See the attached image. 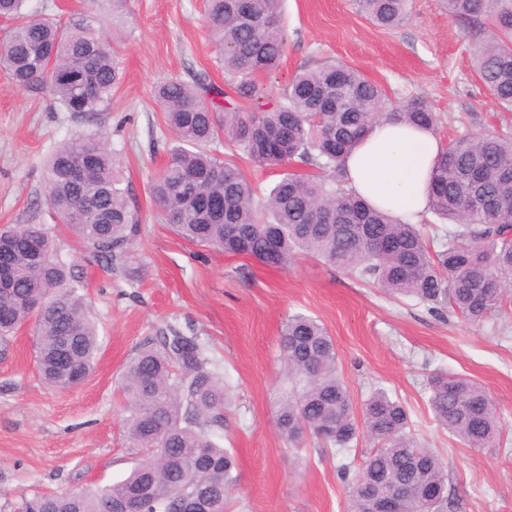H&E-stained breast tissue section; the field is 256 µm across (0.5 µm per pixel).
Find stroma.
I'll use <instances>...</instances> for the list:
<instances>
[{"mask_svg": "<svg viewBox=\"0 0 512 512\" xmlns=\"http://www.w3.org/2000/svg\"><path fill=\"white\" fill-rule=\"evenodd\" d=\"M287 50L262 79L268 102L283 97L304 67L334 59L380 85L392 105L422 100L441 117V142L482 133L512 135V112L482 86L471 59L479 33L450 18L441 0H411L396 28L373 25L353 0H282ZM31 11L67 19L92 12L123 32L124 78L102 125L117 151L141 232L132 273L82 255L53 222L44 165L83 124L55 103L50 87L21 88L0 70V228L42 224L87 292L101 349L76 388L45 387L30 331L0 354V512L47 491L104 486L134 466L118 391L126 362L167 325L193 330L231 388L216 436L237 462L226 512H348L340 455L314 442L289 448L274 407L286 385L279 336L289 316L321 321L332 336L355 406L378 387L409 409L420 433L449 465L451 512H512V302L494 319L469 325L453 315L390 296L347 271L312 258L288 269L197 247L164 224L149 184L164 167L173 135L155 99L158 82L205 78L223 87L218 51L206 28L205 0H28ZM465 374L493 397L504 447L475 451L437 426L425 384L436 372Z\"/></svg>", "mask_w": 512, "mask_h": 512, "instance_id": "obj_1", "label": "stroma"}]
</instances>
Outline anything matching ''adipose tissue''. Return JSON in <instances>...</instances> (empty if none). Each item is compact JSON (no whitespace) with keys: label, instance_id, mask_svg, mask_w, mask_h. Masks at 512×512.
<instances>
[{"label":"adipose tissue","instance_id":"obj_1","mask_svg":"<svg viewBox=\"0 0 512 512\" xmlns=\"http://www.w3.org/2000/svg\"><path fill=\"white\" fill-rule=\"evenodd\" d=\"M441 147L432 131L400 121L381 123L344 157L347 185L393 218L418 223L429 205Z\"/></svg>","mask_w":512,"mask_h":512}]
</instances>
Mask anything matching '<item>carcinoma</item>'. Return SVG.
<instances>
[{
	"label": "carcinoma",
	"mask_w": 512,
	"mask_h": 512,
	"mask_svg": "<svg viewBox=\"0 0 512 512\" xmlns=\"http://www.w3.org/2000/svg\"><path fill=\"white\" fill-rule=\"evenodd\" d=\"M280 2L208 0V32L233 90L222 94L225 103L206 101L211 87L201 80L156 86L175 141L150 187L164 221L201 247L280 268L311 256L440 314L470 324L494 317L512 284V140L489 134L444 146L427 212L452 228L433 224L428 240L424 224L394 221L346 188L340 160L383 120L434 131L438 113L424 102L393 107L377 84L340 62L296 73L268 111H245L241 102L262 97L261 76L285 51ZM355 2L382 27L399 26L409 6ZM444 3L455 19L484 27L473 48L476 72L497 105L512 111V0ZM1 18L12 25L0 42V69L24 87L52 71L56 103L88 126L47 159L46 203L93 258L119 267L130 258L140 218L99 118L112 109L121 57L91 13L54 21L28 13L26 0H0ZM220 139L255 165L297 161L316 172L282 174L261 203L243 170L209 149ZM79 161L86 173L76 179ZM212 198L224 200V210H213ZM480 198L497 204L477 211ZM0 245L12 250L14 277L12 291H0V346L29 328L44 383L68 389L83 382L100 349L99 332L69 264L41 224L0 231ZM31 299L44 306L33 308ZM279 345L288 374L275 413L280 435L296 448L312 437L324 454L345 455L362 437L373 444L363 459L340 466L350 512H376L394 480L403 482L400 512H448V465L411 428L400 400L378 388L355 412L333 339L311 316H290ZM120 392L124 436L137 459L131 472L96 489L35 494L19 512H125L131 501L136 512H225L236 462L213 433L224 428L229 390L206 345L175 326L146 339L124 367ZM428 393L440 428L475 450L500 446L501 416L481 385L437 372Z\"/></svg>",
	"instance_id": "1"
}]
</instances>
